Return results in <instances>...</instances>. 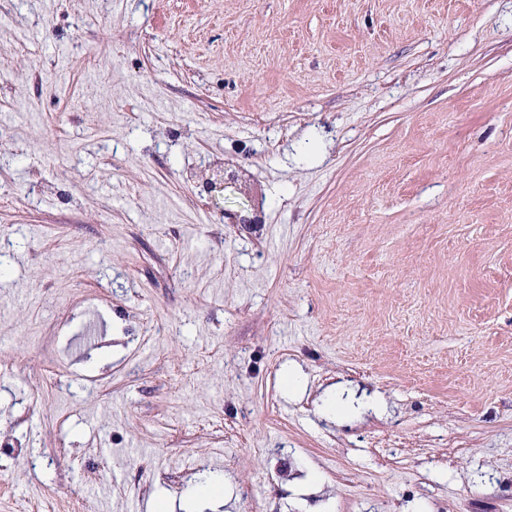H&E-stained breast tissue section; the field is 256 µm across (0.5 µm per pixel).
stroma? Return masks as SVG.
Wrapping results in <instances>:
<instances>
[{"instance_id": "35a3bbf8", "label": "stroma", "mask_w": 512, "mask_h": 512, "mask_svg": "<svg viewBox=\"0 0 512 512\" xmlns=\"http://www.w3.org/2000/svg\"><path fill=\"white\" fill-rule=\"evenodd\" d=\"M79 498L512 512V0H0V512Z\"/></svg>"}]
</instances>
